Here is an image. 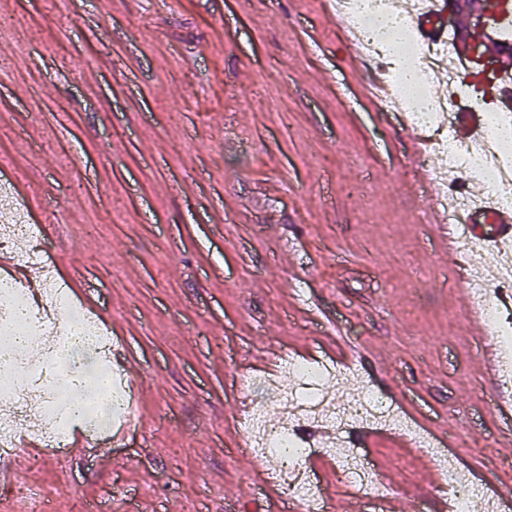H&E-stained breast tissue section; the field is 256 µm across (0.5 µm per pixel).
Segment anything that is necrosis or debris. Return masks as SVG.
<instances>
[{"label": "necrosis or debris", "instance_id": "necrosis-or-debris-1", "mask_svg": "<svg viewBox=\"0 0 512 512\" xmlns=\"http://www.w3.org/2000/svg\"><path fill=\"white\" fill-rule=\"evenodd\" d=\"M384 11L393 0H336L337 13L347 21L358 44L374 59L390 70L391 90L382 101L385 112L402 114L416 129L438 126L441 137L435 150L441 160L442 178H450L457 170H469L485 196L494 206L512 208V149L487 138L483 147H465L455 139L451 112L464 101L483 103L485 94L465 80L460 72L454 40L425 44L410 35L411 15H404L408 33L398 54H391L376 30L358 20L364 3ZM420 56L426 65L413 89H405L398 75L402 59ZM448 82V95L441 98L430 93L437 80ZM470 292L481 308L490 335L500 345L512 343V319L505 317L500 306L485 297V277L474 271L469 280ZM23 332L39 340L47 352L56 354L53 365L28 363L24 384L0 390V457L15 455L17 444L26 432H36L46 450L63 449L69 444L73 422L68 407L81 403L85 417L83 429L91 438L111 431L113 418H126L132 408L129 387L110 385L108 393L75 396L69 380L70 359L76 352V336L88 337L92 349L103 362L112 359V339L100 322L84 312L54 279L45 280L36 299H29L24 289L12 279L0 278V335ZM345 372L331 363L309 370L294 364L292 379L299 389L289 388L280 376L260 378L273 399L272 404L247 402L241 417L247 432L246 444L267 459L272 478L278 479L287 497L301 512H321L322 492L309 471L311 457H336L338 472L350 486L369 499L386 496L388 487L378 472L370 468L353 438L356 426L405 430L399 411L375 394L365 391L350 399H340L325 392L326 383L344 377ZM38 411L40 422L29 427L27 417ZM419 447H430L444 481L448 486L454 512H501L506 491L459 474L453 460L441 446H428L422 435H414Z\"/></svg>", "mask_w": 512, "mask_h": 512}]
</instances>
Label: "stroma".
<instances>
[{
  "label": "stroma",
  "mask_w": 512,
  "mask_h": 512,
  "mask_svg": "<svg viewBox=\"0 0 512 512\" xmlns=\"http://www.w3.org/2000/svg\"><path fill=\"white\" fill-rule=\"evenodd\" d=\"M367 84L333 0H0V166L142 395L126 447L22 462L0 512L22 485L57 512H277L251 499L265 461L235 450L237 366L338 362L346 343L356 378L512 491V421L432 214L437 163L415 177L432 134ZM369 454L428 508L433 459L384 438Z\"/></svg>",
  "instance_id": "obj_1"
}]
</instances>
